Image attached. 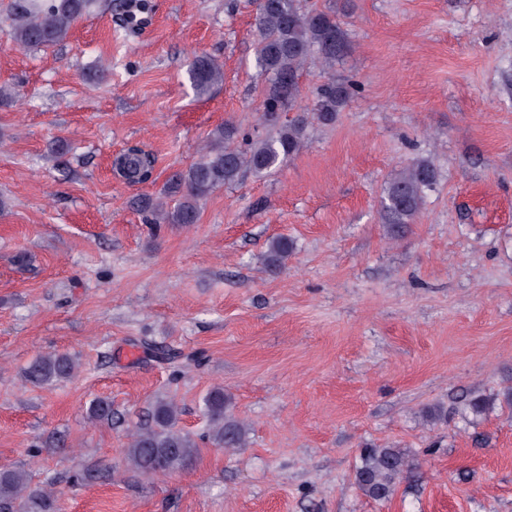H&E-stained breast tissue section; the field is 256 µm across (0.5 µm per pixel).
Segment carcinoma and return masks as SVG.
<instances>
[{
  "label": "carcinoma",
  "mask_w": 512,
  "mask_h": 512,
  "mask_svg": "<svg viewBox=\"0 0 512 512\" xmlns=\"http://www.w3.org/2000/svg\"><path fill=\"white\" fill-rule=\"evenodd\" d=\"M257 53L266 75L263 119L272 132L242 150L234 145L236 131L219 126L211 133L200 158L185 170L167 179L163 196L144 201L143 208L155 224H194L199 219L200 203L214 190L233 183L243 172L264 176L297 154L305 144L308 117L303 113L282 119L281 113L293 109L299 94V77L313 59L331 68L345 47V33L335 14L307 8L301 0H255ZM94 4V0H15L14 19L7 41L23 47L53 46L65 41L75 25ZM188 80L196 95L203 96L224 81V70L217 60L197 56L189 65ZM353 87L329 82L318 94L314 115L329 124L346 105ZM154 159L141 149H132L117 160V168L131 182L147 180ZM436 181V170L420 160L401 169L384 188L380 218L395 235L403 234L419 214L425 189ZM293 250L286 237L270 240L264 257L270 272L282 268ZM75 361L66 353L40 356L25 369L27 380L43 385L70 378ZM231 397L216 387L204 398L210 422V435L222 448H242L246 425L231 414ZM96 421L112 419V405L104 400L90 404ZM180 409L167 399L155 401L151 423L133 434L125 449L128 465L149 475H169L198 455L195 438L179 427ZM409 468V461L398 448H366L354 481L368 497L389 500ZM0 512H59L53 484H35L21 467L0 469Z\"/></svg>",
  "instance_id": "carcinoma-1"
}]
</instances>
